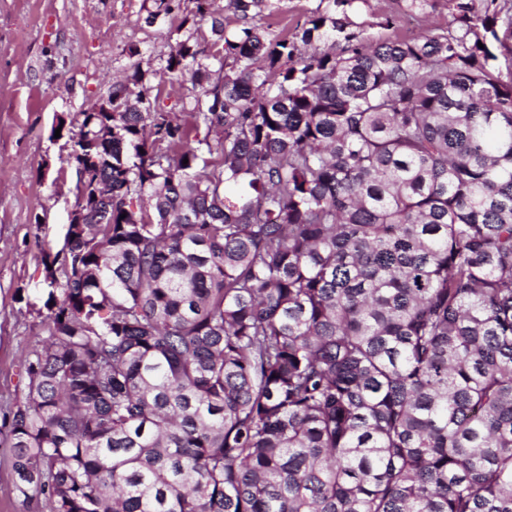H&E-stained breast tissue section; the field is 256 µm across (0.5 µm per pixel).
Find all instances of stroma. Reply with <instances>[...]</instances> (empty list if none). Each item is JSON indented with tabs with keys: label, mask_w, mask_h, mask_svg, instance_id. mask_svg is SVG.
I'll list each match as a JSON object with an SVG mask.
<instances>
[{
	"label": "stroma",
	"mask_w": 512,
	"mask_h": 512,
	"mask_svg": "<svg viewBox=\"0 0 512 512\" xmlns=\"http://www.w3.org/2000/svg\"><path fill=\"white\" fill-rule=\"evenodd\" d=\"M152 0H0V512H34L17 489L7 415L25 392L24 359L45 335V252L63 244L78 175L70 157L83 114L134 70L179 118L195 95L170 78L176 43L211 41L210 19L195 20V0L146 23ZM329 0H268L253 22L270 38L291 35ZM391 27H383L385 17ZM351 18L364 35L409 39L451 25L448 0H355Z\"/></svg>",
	"instance_id": "35a3bbf8"
}]
</instances>
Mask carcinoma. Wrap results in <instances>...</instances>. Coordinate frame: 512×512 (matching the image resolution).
I'll list each match as a JSON object with an SVG mask.
<instances>
[{
	"instance_id": "cac0c4a2",
	"label": "carcinoma",
	"mask_w": 512,
	"mask_h": 512,
	"mask_svg": "<svg viewBox=\"0 0 512 512\" xmlns=\"http://www.w3.org/2000/svg\"><path fill=\"white\" fill-rule=\"evenodd\" d=\"M265 2L227 0L219 57L176 43L184 119L138 70L83 113L109 223L67 229L47 281L18 488L49 512H512V0L395 41L356 0L270 40Z\"/></svg>"
}]
</instances>
